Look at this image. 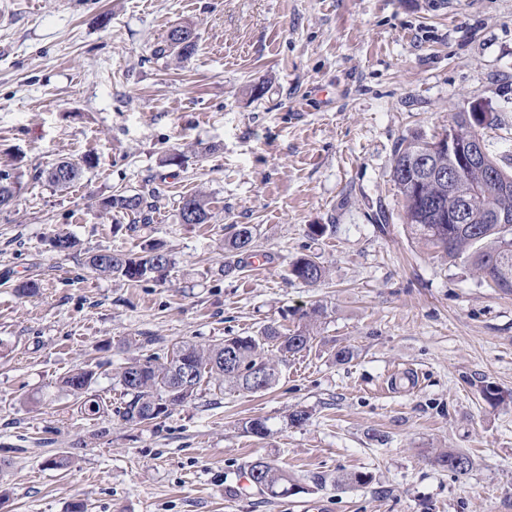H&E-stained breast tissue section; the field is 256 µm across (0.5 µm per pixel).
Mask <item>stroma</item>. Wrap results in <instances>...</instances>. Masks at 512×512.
Segmentation results:
<instances>
[{"instance_id":"35a3bbf8","label":"stroma","mask_w":512,"mask_h":512,"mask_svg":"<svg viewBox=\"0 0 512 512\" xmlns=\"http://www.w3.org/2000/svg\"><path fill=\"white\" fill-rule=\"evenodd\" d=\"M178 24L197 52L157 55ZM477 99L488 152L512 159V0H0V172L22 186L0 209V512H512V293L412 239L392 181L401 138ZM88 155L69 188L34 176ZM148 191L165 280L92 272L98 251L139 249L102 200ZM195 192L212 218L181 224ZM232 224L256 225L268 260L226 277ZM313 224L333 230L315 241ZM307 253L324 282L291 275ZM27 279L38 293L17 296ZM314 304L315 340L272 389L205 385L152 423L117 415L127 363L291 329ZM85 364L93 417L63 385ZM296 409L309 418L288 426ZM252 418L271 435L244 433ZM449 449L467 474L436 464ZM259 457L293 495L251 485Z\"/></svg>"}]
</instances>
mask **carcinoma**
<instances>
[{
    "label": "carcinoma",
    "mask_w": 512,
    "mask_h": 512,
    "mask_svg": "<svg viewBox=\"0 0 512 512\" xmlns=\"http://www.w3.org/2000/svg\"><path fill=\"white\" fill-rule=\"evenodd\" d=\"M197 36L189 26H175L168 30L163 46L157 50L161 56L175 55L187 58L197 50ZM491 113L477 117L472 112L456 113L449 126L461 133H472L493 124ZM429 142L418 135L402 138L396 149L394 166L406 164L421 152L428 151ZM94 166L90 156L78 162L62 161L47 171L48 180L65 189L78 180L85 170ZM499 175V180L487 178V171ZM512 184V171H506L494 157L484 153L481 165L467 172L465 183L476 189L471 198L469 223L443 224L439 218L448 214L453 198L448 187L437 179L423 178L418 182L393 178L394 186L404 201V220L408 232L417 241L448 255L458 258L469 255L473 269L484 281L503 292H512V283L503 281L499 266L492 264L505 260L512 265V223L496 224L491 216L496 213L512 215V190L505 192L501 181ZM19 182L10 175L0 173V207L18 196ZM155 193L113 194L102 205L105 209L123 215H135L148 224L146 211L152 208ZM192 207L187 224H206L211 218L209 201L202 193L186 195L181 199L179 214ZM257 228L252 224L232 225L231 235L224 240L226 260L220 269L222 275L234 277L242 270V259L254 251ZM140 251L133 254H117L100 251L88 258V268L105 276L121 279L131 285L148 279L161 280L174 264L172 255L162 246L149 239L139 244ZM290 274L296 279L315 285L326 277V269L314 254H305L291 265ZM324 310L315 305L301 314L303 323L291 332H283L275 325H267L257 336H230L219 344L199 347L185 342L175 355L166 362L147 358L135 360L125 366L119 375L124 390L123 401L116 413L132 424H147L169 409L180 406L195 396L203 384L214 381L218 386H230L243 393L257 394L273 387L278 379V365L310 347L314 336L313 326L321 319ZM276 348L279 357H266L265 348ZM261 367L265 377L255 383L253 373ZM94 373L83 367L75 369L64 381L74 395L81 398L85 412L96 415L101 405L87 400ZM244 432L264 439L272 433L267 420L251 419L244 423ZM437 464L449 471L464 475L472 467L470 457L457 450H450L437 458ZM251 483L272 498L291 494L295 486L293 477L283 467L258 458L248 464Z\"/></svg>",
    "instance_id": "1"
}]
</instances>
